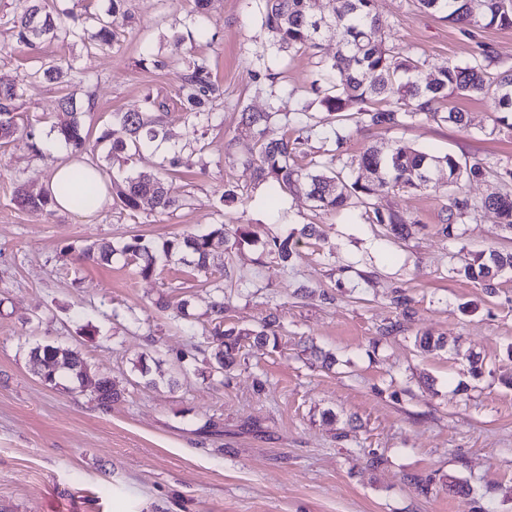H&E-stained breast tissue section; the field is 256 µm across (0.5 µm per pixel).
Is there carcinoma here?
I'll list each match as a JSON object with an SVG mask.
<instances>
[{"instance_id":"1","label":"carcinoma","mask_w":512,"mask_h":512,"mask_svg":"<svg viewBox=\"0 0 512 512\" xmlns=\"http://www.w3.org/2000/svg\"><path fill=\"white\" fill-rule=\"evenodd\" d=\"M71 0H16L12 15L6 20L12 37L19 45L34 48L43 40L80 41L97 51L112 48L116 28L128 19L125 0H109L101 14L77 21ZM316 0H259L262 23L280 49H313L317 47L319 30L331 25L336 31V53L320 61L311 90V101L282 100L268 112H252L244 116L251 130V142L239 148L244 162L253 167L255 179L274 190L304 191L321 207L341 211L357 204L370 205L374 184L390 189L422 190L429 182L421 174L429 168L442 167L447 174L448 189L463 179L475 180L485 176L486 168L479 163H461L451 154L433 155L396 143L385 155L368 149L361 156L357 168L336 169V150L347 141V128L343 121L355 118L367 126L396 129L418 118L441 120L456 125L465 124L464 113L448 107L451 95L482 94L492 99L493 129L512 131V70L493 75L492 57L485 53L473 60L460 63L448 61L433 79L424 80L411 55L396 47L381 45L385 24L373 8V0H337L328 18L315 11ZM210 0H195V34L208 38L206 23ZM420 7L439 18L460 27L512 28V0H418ZM91 74L86 69L76 70L65 60L43 62L25 76V81L63 80L84 84ZM179 96L187 117L196 120L205 115L212 117L214 104L224 99V87L212 75L207 58L196 56L186 61ZM22 98L15 85L0 86V145L17 138L27 140L32 153L38 157L44 148L38 146L41 133L31 124L17 123L15 112ZM145 112H115L95 142H90L85 130L84 112L76 97L67 95L59 102L65 118L52 124L47 135L68 147L78 156L95 151L97 145L107 147L106 158L132 161L142 150L154 147L166 138L163 126L165 105L146 98ZM327 126L325 138L332 140L334 148L325 150L319 159L308 158L305 146L313 131ZM87 187L74 191V179L68 178L56 185L59 196L67 198L72 206L82 211L99 208V188L90 173H81ZM112 198L122 209L137 212L144 207L165 213L182 206L170 197L162 176L154 173L127 171L112 179ZM16 204L21 208L49 210L55 205L52 194L17 188ZM452 207L461 213L480 207L497 211L505 228L512 229V195H496L482 203L466 197L451 198ZM372 221L384 224L388 231L401 239L411 234L412 222L379 209L372 210ZM253 232L246 225L214 224L203 234H191L167 239L160 244L151 243L139 234H133L121 248L109 240L97 241L80 253L78 260L92 263L112 262L119 254L132 264L142 278H150L157 268L158 255L168 258L183 252L190 257L188 265L197 273L208 270L210 256L219 248H233L250 242ZM317 239L313 224L300 230V238L273 240L269 253L276 256L283 267H288L298 254L301 239ZM512 272V252L492 251L479 253L465 260L456 274L468 280L483 283L484 288H495V281L505 272ZM255 274L224 266V280L212 284L214 298L207 312L211 330L206 335L210 349L211 368L218 375L230 370L236 362L243 336H252L258 344L276 335V320L269 319L258 330L224 328V297L226 288H242L252 283ZM30 358L47 384L61 386L59 373L81 386L93 385L100 393L98 406L108 411L119 399L112 380L92 371L80 352L61 345H37Z\"/></svg>"}]
</instances>
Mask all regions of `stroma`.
<instances>
[{"label":"stroma","mask_w":512,"mask_h":512,"mask_svg":"<svg viewBox=\"0 0 512 512\" xmlns=\"http://www.w3.org/2000/svg\"><path fill=\"white\" fill-rule=\"evenodd\" d=\"M194 0H126L129 18L111 51L87 55L79 44L44 42L29 49L0 25V84L19 82L36 62L67 59L92 75L94 105L84 120L99 136L116 112H141L145 95L166 103L167 150L188 148L190 165L164 175L182 207L131 213L113 201L95 213L22 209L18 185L46 190L65 145L40 158L24 139L0 146V512H512V275L494 291L458 277L460 258L512 250V231L495 210L452 214L445 190L377 189L372 208L319 209L306 194H270L253 170L228 155L244 138L243 111L263 112L278 97L312 99L319 56L336 51L322 29L319 48L276 50L254 0H212V41L174 38L192 27ZM386 46L409 48L424 78L448 59L494 52L512 69V28L466 35L421 12L415 0H374ZM208 57L224 86L221 118L190 123L178 96L191 56ZM276 75L262 77L263 67ZM82 88L24 87L19 123L41 128L60 119L57 102ZM466 126L419 119L392 129L350 124L340 160L396 142L485 165L460 193L480 201L512 193L498 172L512 169V135L492 133L493 103L453 96ZM243 201L224 208L225 185ZM398 213L415 228L390 237L373 209ZM224 222L247 224L252 243L217 251L208 276L160 260L138 277L124 258L98 265L78 250L131 235L160 242L203 233ZM454 226L444 237L441 226ZM318 225L292 266L269 254L273 239ZM255 272L251 287L224 299V323L252 329L276 315L275 343L241 342L237 366L213 375L202 335L178 327L176 306L191 313L210 302L208 280L225 265ZM408 298L404 316L399 298ZM445 338L426 352L422 335ZM56 343L78 350L121 393L100 409L91 388L62 391L40 380L29 350ZM483 361L472 378L468 355ZM158 360L167 376L151 386L134 361ZM215 429L204 431L207 421ZM467 484V497L450 486Z\"/></svg>","instance_id":"obj_1"}]
</instances>
